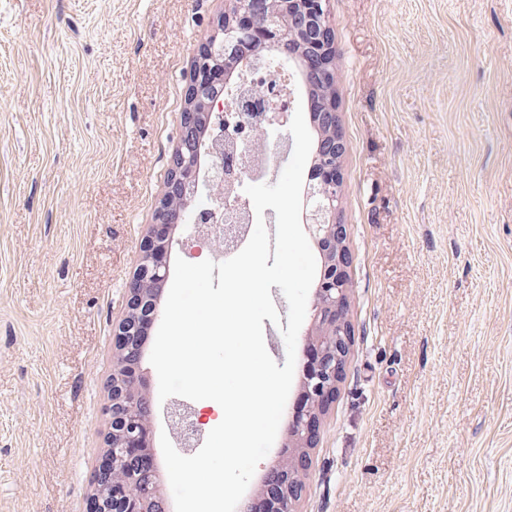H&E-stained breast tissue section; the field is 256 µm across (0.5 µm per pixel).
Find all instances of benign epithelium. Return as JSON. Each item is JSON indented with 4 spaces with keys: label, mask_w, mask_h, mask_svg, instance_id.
Segmentation results:
<instances>
[{
    "label": "benign epithelium",
    "mask_w": 512,
    "mask_h": 512,
    "mask_svg": "<svg viewBox=\"0 0 512 512\" xmlns=\"http://www.w3.org/2000/svg\"><path fill=\"white\" fill-rule=\"evenodd\" d=\"M329 0H224L217 32L203 39L186 79V108L180 112V133L171 153L168 175L154 224L139 245V260L127 282L123 317L114 334L112 375L106 380L108 401L102 412L110 423L107 440L112 447L99 455L88 512H162L155 507L154 458L149 436L159 403L141 377L144 362L141 336L145 325L162 319L161 298L170 278L164 253L185 246V239L167 233L188 210L193 193L213 198L214 208L197 220L196 232L209 239L210 248L222 252L231 246L223 225L237 224L243 216L224 204L235 190L245 167L230 166L237 153L236 138L213 120L222 108L207 94L213 74L231 61L240 73L264 62L262 52L274 49L301 60L312 87L324 95L320 111L313 113L318 137L310 169L316 191L305 195L302 223L321 258L319 280L311 289L314 322L303 342L314 355L301 380V393L289 430L281 444L284 463L268 472L253 499L239 512H297L302 475L309 467V451L316 447L321 419L336 400L350 351L352 328L347 318L351 253L346 247L347 227L340 221L343 180L340 163L346 145L339 131L334 79L335 30L328 16ZM240 123L250 129L243 154L267 152V135L275 126L290 124L291 113L257 115L238 108ZM167 422L174 428L194 421L199 411L177 400L166 406Z\"/></svg>",
    "instance_id": "obj_1"
}]
</instances>
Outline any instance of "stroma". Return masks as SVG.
Here are the masks:
<instances>
[{"label":"stroma","mask_w":512,"mask_h":512,"mask_svg":"<svg viewBox=\"0 0 512 512\" xmlns=\"http://www.w3.org/2000/svg\"><path fill=\"white\" fill-rule=\"evenodd\" d=\"M224 0H0V512H86L112 336ZM353 336L299 512H512V0H329Z\"/></svg>","instance_id":"1"}]
</instances>
